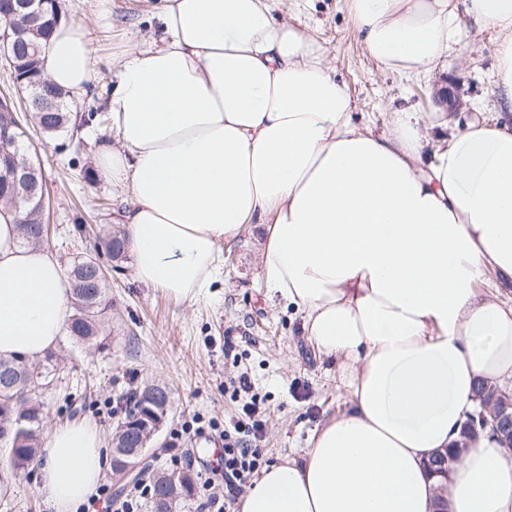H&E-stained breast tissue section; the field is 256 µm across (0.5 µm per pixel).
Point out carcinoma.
Returning a JSON list of instances; mask_svg holds the SVG:
<instances>
[{
    "label": "carcinoma",
    "mask_w": 512,
    "mask_h": 512,
    "mask_svg": "<svg viewBox=\"0 0 512 512\" xmlns=\"http://www.w3.org/2000/svg\"><path fill=\"white\" fill-rule=\"evenodd\" d=\"M100 119L102 116L92 110L72 113L63 105L45 134L53 136L66 130L74 133ZM36 201L35 197L22 198L19 208L14 210L22 243L28 245L41 233ZM91 261L90 257L78 258L70 267L76 286L69 287L73 314L65 324V331L75 344L98 342L102 335V318L111 307L106 283L93 281ZM56 361L52 352L36 363L23 358H0V437L10 445L9 468L14 472L29 469L38 455V437L44 419L40 393L52 382ZM478 389L485 404L501 411L506 408L504 400L496 396V389L483 383L478 384ZM148 393L147 385L126 393L124 415L117 424H126L131 415L139 412ZM194 484V477L186 472L158 473L153 478L151 512H176L177 507L193 495Z\"/></svg>",
    "instance_id": "obj_1"
}]
</instances>
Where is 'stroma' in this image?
<instances>
[{
  "label": "stroma",
  "mask_w": 512,
  "mask_h": 512,
  "mask_svg": "<svg viewBox=\"0 0 512 512\" xmlns=\"http://www.w3.org/2000/svg\"><path fill=\"white\" fill-rule=\"evenodd\" d=\"M65 20L84 28L95 83L80 99L69 98L71 111L100 109L112 63L123 48L157 38L159 24L139 10L135 0H59ZM278 20L297 25L322 47L325 64L344 83L355 106L356 124L384 130L390 112L410 109L429 122L442 121L444 103L437 90L451 87L455 74L465 77L464 106L454 120L465 124L489 115L494 106L498 38L495 29L461 18L454 55L429 76L406 77L385 69L367 53L346 0H279ZM26 143L39 163L48 190V251L61 268L79 255L93 254L100 236L112 232L122 197L96 170L97 143L110 133L109 123H93L78 136L50 139L31 120H23ZM261 226H252L224 247V278L208 294L190 302L138 282L132 258L107 261L112 312L104 324V346H81L61 336L54 385L42 396L44 429L75 419L91 421L111 454L116 401L131 389L151 383L167 386L172 406L158 438L144 460L146 472L175 469V456L192 461L197 482L223 487L221 474L208 471L220 450L222 427L248 424L244 407L258 403L263 429L256 444L269 462L298 455L315 429L348 410L350 396L339 379L336 361L320 356L306 339L292 308L268 299L258 277ZM251 392L234 394L240 376ZM204 418L200 435L174 439L181 425ZM14 492L0 512H54L37 490L39 475H12Z\"/></svg>",
  "instance_id": "obj_1"
}]
</instances>
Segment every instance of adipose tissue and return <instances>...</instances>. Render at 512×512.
<instances>
[{
    "mask_svg": "<svg viewBox=\"0 0 512 512\" xmlns=\"http://www.w3.org/2000/svg\"><path fill=\"white\" fill-rule=\"evenodd\" d=\"M275 0H141L163 35L123 52L102 108L99 172L122 209L134 276L198 299L224 275L223 243L260 224V277L338 359L350 408L301 456L264 467L239 512H512V448L471 436L447 478L427 460L478 405L512 384V0H349L369 55L404 76L455 50L462 15L499 34L498 120L432 138L421 113L387 128L351 120L318 44L277 21ZM46 79L85 95L86 37L59 22ZM70 315L54 255L22 245L0 211V356L53 350ZM97 428L52 429L38 470L55 512H77L105 461Z\"/></svg>",
    "mask_w": 512,
    "mask_h": 512,
    "instance_id": "1",
    "label": "adipose tissue"
}]
</instances>
